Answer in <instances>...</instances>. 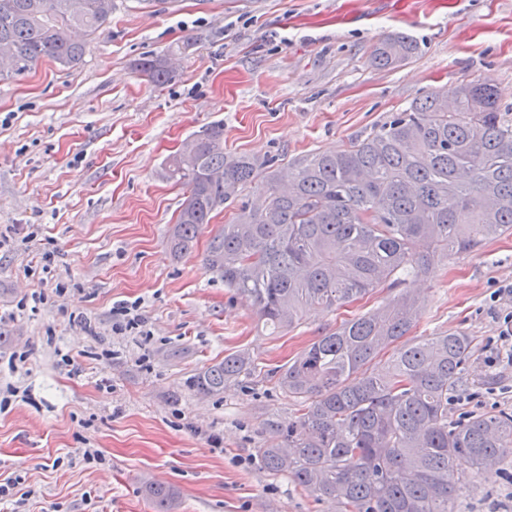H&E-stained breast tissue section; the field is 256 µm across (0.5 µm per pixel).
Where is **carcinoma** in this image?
Listing matches in <instances>:
<instances>
[{"mask_svg": "<svg viewBox=\"0 0 512 512\" xmlns=\"http://www.w3.org/2000/svg\"><path fill=\"white\" fill-rule=\"evenodd\" d=\"M114 9L103 0H0V44L16 58L0 77L25 75L45 58L78 64L86 45L70 29L92 34ZM416 51L410 38L387 36L373 61L399 66ZM139 66L156 84L171 79L161 57ZM190 142L193 152L164 164V177L189 190L169 229L171 253L191 251L214 211L256 190L210 238L204 263L277 333L294 328L308 306L343 307L430 273L440 256L512 235V116L482 79L451 101L433 91L345 149L308 153L285 171L273 158L226 152L221 124ZM420 315L419 298L402 293L268 370L301 408L266 423L283 445L259 449L261 466L344 512H454L456 478H490L493 464L512 456V413L449 416L448 398L467 384L471 339L407 338ZM254 371L237 352L202 370L193 386L216 395ZM144 492L156 512H171L170 488L149 484Z\"/></svg>", "mask_w": 512, "mask_h": 512, "instance_id": "carcinoma-1", "label": "carcinoma"}]
</instances>
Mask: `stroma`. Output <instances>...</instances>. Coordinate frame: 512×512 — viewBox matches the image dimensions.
I'll list each match as a JSON object with an SVG mask.
<instances>
[{
	"label": "stroma",
	"mask_w": 512,
	"mask_h": 512,
	"mask_svg": "<svg viewBox=\"0 0 512 512\" xmlns=\"http://www.w3.org/2000/svg\"><path fill=\"white\" fill-rule=\"evenodd\" d=\"M80 64L43 60L0 80V480L23 504L0 512H154L145 483L175 492L173 512H342L264 470L277 443L265 424L298 402L265 377L342 321L389 296L330 312L307 309L271 336L252 309L209 272V239L233 209L173 257L168 229L186 190L161 177L194 133L224 127V147L287 167L339 151L431 89L455 95L486 78L512 108V0H115ZM389 35L414 57L379 68ZM163 56L155 86L139 61ZM53 252L44 265L41 256ZM512 237L441 258L407 278L423 311L415 337L459 331L473 340L468 385L450 414L512 412V369L491 364L512 299ZM139 303L147 336L112 330L114 304ZM114 350L111 359L103 350ZM71 361L62 364L58 352ZM245 351L262 375L215 396L191 377ZM220 446H213V438ZM99 450L103 460L83 455ZM497 477L466 474L456 512H512V458Z\"/></svg>",
	"instance_id": "35a3bbf8"
}]
</instances>
